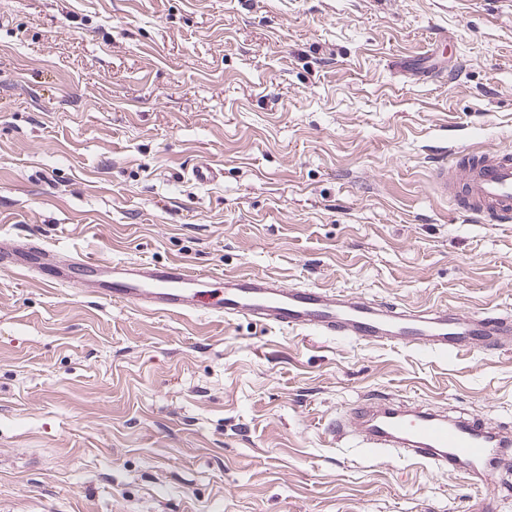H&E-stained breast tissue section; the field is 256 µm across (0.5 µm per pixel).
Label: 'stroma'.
Returning a JSON list of instances; mask_svg holds the SVG:
<instances>
[{"label": "stroma", "mask_w": 512, "mask_h": 512, "mask_svg": "<svg viewBox=\"0 0 512 512\" xmlns=\"http://www.w3.org/2000/svg\"><path fill=\"white\" fill-rule=\"evenodd\" d=\"M439 36L448 77L394 71ZM474 144L512 146V0H0L4 239L512 314V224L430 178ZM368 396L512 430V349L145 314L0 270V512H512V482L336 445Z\"/></svg>", "instance_id": "obj_1"}]
</instances>
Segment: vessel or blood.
I'll use <instances>...</instances> for the list:
<instances>
[{
    "label": "vessel or blood",
    "instance_id": "vessel-or-blood-1",
    "mask_svg": "<svg viewBox=\"0 0 512 512\" xmlns=\"http://www.w3.org/2000/svg\"><path fill=\"white\" fill-rule=\"evenodd\" d=\"M434 179L441 194L476 221L512 223L511 146L461 149L455 163L435 167ZM0 269L49 287H75L91 296L120 300L150 314L208 313L228 322L243 319L261 327L349 336L439 354L512 347L508 313L486 309L465 314L446 306L414 310L333 289L287 286L271 277L182 262L103 261L36 241H12L0 243ZM329 431L340 444L401 448L418 463L463 471L476 487L512 455L511 434L487 421L432 407L362 400Z\"/></svg>",
    "mask_w": 512,
    "mask_h": 512
}]
</instances>
